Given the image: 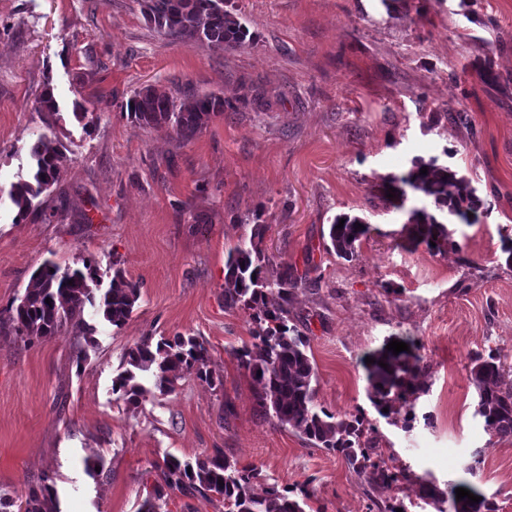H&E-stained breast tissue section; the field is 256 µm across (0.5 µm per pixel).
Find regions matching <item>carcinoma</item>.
Wrapping results in <instances>:
<instances>
[{"mask_svg": "<svg viewBox=\"0 0 512 512\" xmlns=\"http://www.w3.org/2000/svg\"><path fill=\"white\" fill-rule=\"evenodd\" d=\"M137 2L148 22L179 42H201L226 50L253 42V36L239 18L224 8V0ZM226 107L231 109L233 105L222 96L193 95L179 102L169 93L147 86L135 93L126 110L135 124L167 127L189 140L211 117L224 113ZM30 153V175L15 183L10 192L22 219L41 215L34 200L61 178L60 143L41 136ZM423 167L428 173H420ZM393 188L394 197H386ZM408 188L418 197L434 201L443 211L439 217L424 207L409 211L408 240L416 246L424 244L431 251H440L453 245L447 225L481 223L482 201L471 180L437 163L435 157L427 162L416 158L409 169L386 176L379 185L381 198L395 209L404 208ZM342 218L345 222L340 229ZM361 223L363 219L359 216H336L329 224L325 250L345 261L358 258V245L369 232L367 224L358 228ZM268 229L267 224L254 225L249 240L230 249L224 267V308L247 310L254 323L253 342L236 349L234 355L257 386V403L263 418L292 428L318 448L339 454L355 475L374 488L401 492L406 485L416 482L420 499L436 512H498V504L491 498L484 497L478 503H470L466 497L458 501L453 488L442 490L406 467L390 465L383 459L373 460L375 441L364 426L363 416H340L317 406L313 386L316 368L308 355L310 338L297 325H288L294 290L318 284V279L310 277L316 267L307 257L305 271L300 273L296 264L268 255L262 248ZM96 275V269L89 265L82 270L63 271L53 262L44 263L34 273L20 302L0 311V335L29 341L47 339L68 325L83 332V313L86 304L94 301L91 283ZM138 298V285L122 271H115L109 288L100 297L103 317L116 327L122 326ZM369 358L373 363L365 365L368 397L381 416L393 413L395 403L405 405L424 391L418 356L404 351L395 355L383 347L369 354ZM382 362L387 367H381ZM126 363L128 368L113 381L112 393L133 406L144 396L143 378L147 375L155 378L161 391L174 390L177 381L186 376L213 382L209 350L193 336L163 337L156 342L146 337L128 350ZM504 374V364L494 352H476L471 356L468 380L478 397L475 414L490 434L500 440H512V383L505 380ZM152 469L153 490L140 512H161L169 490L210 503L222 500L224 512H307V493L302 501L274 487L262 495L252 493L255 469L237 467L218 448L194 465L166 456L163 463L154 464ZM25 512H59L54 477L50 474L43 473L38 486L29 489Z\"/></svg>", "mask_w": 512, "mask_h": 512, "instance_id": "cac0c4a2", "label": "carcinoma"}]
</instances>
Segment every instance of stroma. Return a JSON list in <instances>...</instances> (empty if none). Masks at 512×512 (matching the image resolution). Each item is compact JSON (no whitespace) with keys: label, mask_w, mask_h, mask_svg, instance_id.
Masks as SVG:
<instances>
[{"label":"stroma","mask_w":512,"mask_h":512,"mask_svg":"<svg viewBox=\"0 0 512 512\" xmlns=\"http://www.w3.org/2000/svg\"><path fill=\"white\" fill-rule=\"evenodd\" d=\"M254 37L224 51L172 40L136 0H0V310L23 296L45 260L114 271L139 284L122 327L86 306L92 330L47 340L0 335V489L25 497L42 472L59 512H138L152 464L196 462L222 450L257 467L254 492L289 489L312 512H378L388 500L343 459L263 419L255 383L234 351L253 323L224 307L229 248L267 224L266 253L311 259L318 287L295 293L290 317L309 326L315 402L362 413L376 452L441 489L466 486L512 512V441L475 416L469 357L495 351L512 368V0H228ZM152 86L182 97L214 93L236 107L189 140L138 126L123 112ZM52 88L56 114L39 110ZM263 93L265 111L248 101ZM83 105L84 120L73 116ZM467 114L469 125L447 120ZM59 141L61 180L41 197L46 218L22 219L10 200L28 147ZM471 179L482 223L452 225L454 247L400 249L408 210L376 186L412 159ZM339 214L372 231L347 262L324 250ZM399 294L385 296L384 286ZM195 336L212 383L193 377L138 406L112 392L126 353L144 337ZM412 339L425 390L382 417L367 396L363 358ZM99 456L104 477L84 466Z\"/></svg>","instance_id":"35a3bbf8"}]
</instances>
